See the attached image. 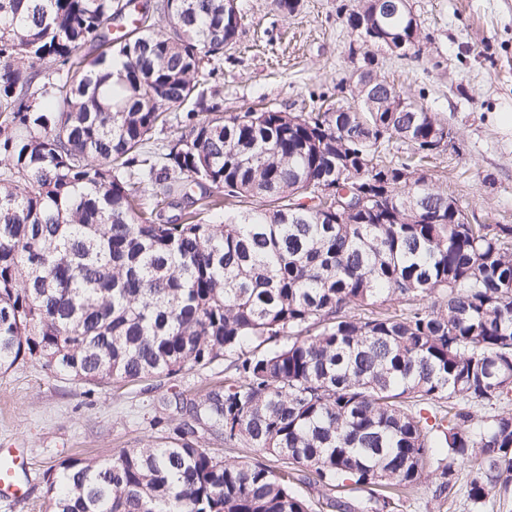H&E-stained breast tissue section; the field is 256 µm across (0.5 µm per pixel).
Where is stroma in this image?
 <instances>
[{
  "label": "stroma",
  "instance_id": "obj_1",
  "mask_svg": "<svg viewBox=\"0 0 512 512\" xmlns=\"http://www.w3.org/2000/svg\"><path fill=\"white\" fill-rule=\"evenodd\" d=\"M347 0H237L244 16L207 96L227 113L308 112L347 105L356 61L339 12ZM426 37L420 56L378 55V74L451 129L427 168L473 224H512V0H410ZM227 360L172 378L96 387L25 357L0 372V448H24L34 472L0 512H53L47 479L72 458L107 459L156 436V417L180 421L172 401L230 378Z\"/></svg>",
  "mask_w": 512,
  "mask_h": 512
}]
</instances>
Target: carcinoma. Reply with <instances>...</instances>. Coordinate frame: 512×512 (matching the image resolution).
<instances>
[{
  "label": "carcinoma",
  "instance_id": "obj_1",
  "mask_svg": "<svg viewBox=\"0 0 512 512\" xmlns=\"http://www.w3.org/2000/svg\"><path fill=\"white\" fill-rule=\"evenodd\" d=\"M129 6L0 0V369L37 356L106 386L229 357L233 374L176 400L186 418L154 421L164 433L141 446L62 463L55 512H399L421 488L439 508L508 500L512 225L461 223L417 169L446 124L379 79L362 40L376 0L343 6L373 81L359 111L307 114L206 104L238 6L162 0L165 30ZM384 25L421 55L412 12ZM397 141L411 156L382 159ZM360 174L383 210L301 204L336 208ZM226 200L256 207L231 217ZM170 206L186 213L164 221ZM201 432L256 456L224 461ZM347 482L368 497L336 494Z\"/></svg>",
  "mask_w": 512,
  "mask_h": 512
}]
</instances>
